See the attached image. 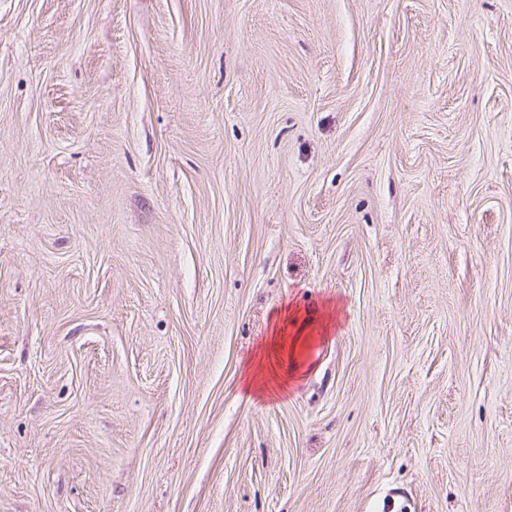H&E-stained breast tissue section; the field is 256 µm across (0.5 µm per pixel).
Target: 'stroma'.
Returning a JSON list of instances; mask_svg holds the SVG:
<instances>
[{"label": "stroma", "instance_id": "obj_1", "mask_svg": "<svg viewBox=\"0 0 512 512\" xmlns=\"http://www.w3.org/2000/svg\"><path fill=\"white\" fill-rule=\"evenodd\" d=\"M0 512H512V0H0Z\"/></svg>", "mask_w": 512, "mask_h": 512}]
</instances>
